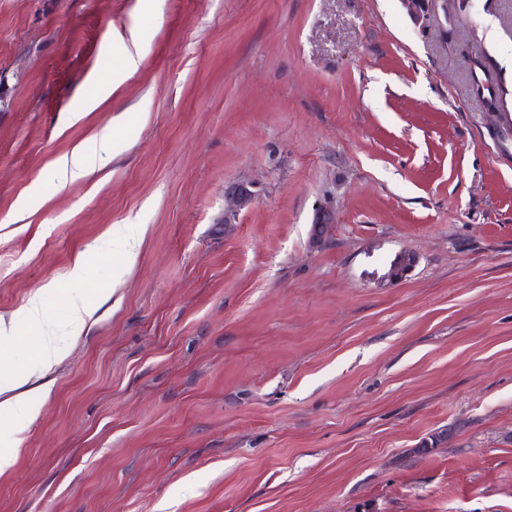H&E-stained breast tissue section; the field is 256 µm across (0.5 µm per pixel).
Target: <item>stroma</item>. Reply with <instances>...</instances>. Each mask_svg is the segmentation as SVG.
<instances>
[{
	"instance_id": "obj_1",
	"label": "stroma",
	"mask_w": 512,
	"mask_h": 512,
	"mask_svg": "<svg viewBox=\"0 0 512 512\" xmlns=\"http://www.w3.org/2000/svg\"><path fill=\"white\" fill-rule=\"evenodd\" d=\"M34 298L94 313L48 371L0 342V512H512V0H0V315ZM415 25L429 27L440 19L441 13L448 24V0H399ZM112 155V139L102 135L93 139L84 147L73 151L70 155L59 158L55 163V169L59 175L65 178H76L83 174L92 163H104ZM254 197V191L248 184L238 183L225 189L224 199H227L231 205L229 208L224 207V223L234 224L237 212L250 205ZM25 383L19 379L9 384L0 382V395L12 393ZM2 408L12 416L13 426L9 432H0V471L11 465L19 451L16 434L24 431L35 419V413L28 403L27 389L6 396L5 400L0 401V411Z\"/></svg>"
}]
</instances>
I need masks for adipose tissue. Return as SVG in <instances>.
<instances>
[{
    "label": "adipose tissue",
    "instance_id": "adipose-tissue-1",
    "mask_svg": "<svg viewBox=\"0 0 512 512\" xmlns=\"http://www.w3.org/2000/svg\"><path fill=\"white\" fill-rule=\"evenodd\" d=\"M112 154V139L103 135L93 139L84 147L59 158L55 169L59 175L76 178L93 163L107 161ZM92 317V311L84 303H76L70 312L67 326H60L41 306L38 300H31L21 311L10 317L0 315V340H11L17 336V322L28 323L41 336L38 360L44 368L56 365L61 356V336L78 339ZM21 380L0 382V407L6 409L12 419L11 431L0 432V471L9 467L18 451L17 433L24 431L34 420L35 413L28 403L27 393L21 388Z\"/></svg>",
    "mask_w": 512,
    "mask_h": 512
}]
</instances>
